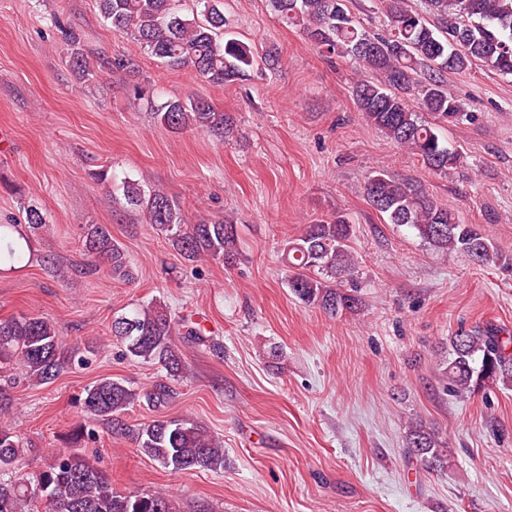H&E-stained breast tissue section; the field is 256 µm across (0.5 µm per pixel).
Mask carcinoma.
Instances as JSON below:
<instances>
[{
  "instance_id": "cac0c4a2",
  "label": "carcinoma",
  "mask_w": 512,
  "mask_h": 512,
  "mask_svg": "<svg viewBox=\"0 0 512 512\" xmlns=\"http://www.w3.org/2000/svg\"><path fill=\"white\" fill-rule=\"evenodd\" d=\"M95 0L110 27L130 34L141 49L169 68L191 67L200 78L224 84L248 75L258 65L250 47L228 37L219 0ZM284 23L300 28L327 57H353L376 75L360 80L353 95L365 120L405 149L433 172H445L457 163L442 138V129L466 116L448 90L447 74L463 73L480 63L501 74L512 75V0H426L423 15L405 0H382L388 19L387 34H370L352 15L348 0H268ZM70 47L75 68L87 78L126 70L132 62L124 56L91 62L73 31L60 28ZM157 120L173 133L190 129L224 135L230 116L204 99L168 101L155 112ZM367 201L387 223L407 225L436 250L459 253L480 265H497L501 255L483 226L462 224L453 211L416 189L397 182L382 171L371 175L364 187ZM126 204L140 211L146 223L164 233L184 259H220L230 265L237 250L233 225L222 221H189L179 202L157 189L148 190L135 180L123 184ZM27 227L47 224L41 208L23 207ZM13 224H0V265L14 267L25 257L22 240L12 237ZM354 225L341 213L315 224L284 248L289 267L288 287L303 304L326 313L353 312L358 299L341 284L356 272L350 250ZM84 255L94 259L85 270L95 274L105 263L112 276L133 277L122 246L105 224H89L82 235ZM179 321L167 305L155 298L117 316L112 335L134 361L152 363L169 378L182 377L185 365L175 336ZM22 367L37 385L52 383L71 365L64 354L61 334L40 317L0 320V369ZM442 375L448 389L465 396L488 385H512V331L490 327L461 330L448 339ZM163 407L171 398L165 382L139 395L127 381L102 378L84 389L78 402L89 415L112 423V429L134 441L141 454L174 472L224 469V448L209 432L186 417L156 419L131 428L120 415L138 398ZM90 432L74 429L62 441L45 469L28 479L0 482V512H179L172 497L162 491L119 494L110 478L81 451ZM409 455L431 470L444 467L448 449L435 434L412 427L405 437ZM19 440L0 423V471L10 470L21 456Z\"/></svg>"
}]
</instances>
